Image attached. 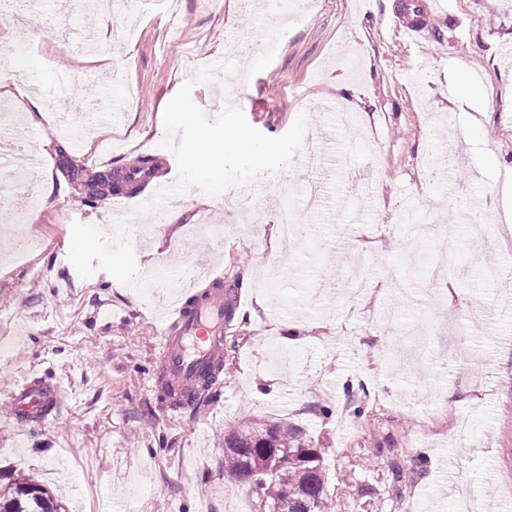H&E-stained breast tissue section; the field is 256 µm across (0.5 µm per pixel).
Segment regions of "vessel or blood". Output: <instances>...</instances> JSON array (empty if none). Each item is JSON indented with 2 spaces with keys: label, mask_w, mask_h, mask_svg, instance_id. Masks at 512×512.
I'll return each mask as SVG.
<instances>
[{
  "label": "vessel or blood",
  "mask_w": 512,
  "mask_h": 512,
  "mask_svg": "<svg viewBox=\"0 0 512 512\" xmlns=\"http://www.w3.org/2000/svg\"><path fill=\"white\" fill-rule=\"evenodd\" d=\"M407 4L398 5L393 27L413 40L428 27V0H417L415 18H407ZM224 291L207 288L190 295L172 311L157 345L154 387L176 409L219 385L224 364ZM64 389L43 377L24 379L10 393L14 417L24 423H45L60 405Z\"/></svg>",
  "instance_id": "1"
}]
</instances>
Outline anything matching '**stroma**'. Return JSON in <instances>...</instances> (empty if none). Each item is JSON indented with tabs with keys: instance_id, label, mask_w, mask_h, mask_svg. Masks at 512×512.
<instances>
[{
	"instance_id": "35a3bbf8",
	"label": "stroma",
	"mask_w": 512,
	"mask_h": 512,
	"mask_svg": "<svg viewBox=\"0 0 512 512\" xmlns=\"http://www.w3.org/2000/svg\"><path fill=\"white\" fill-rule=\"evenodd\" d=\"M277 53L250 41L273 14L258 0H116L113 10L43 0L32 41L24 0H0V43L47 111L18 142L40 161L32 210L0 169L17 223L0 231V482L30 475L66 512H261L224 476V433L262 418L301 428L321 448L335 512H452L455 486L475 512H512V282L491 278L512 250V0H446L418 41L397 36L394 0H312ZM134 28L109 57L74 56L112 26ZM74 72L56 91L60 70ZM463 70L469 101L454 107ZM355 105L358 131L321 103ZM248 131L252 145L224 142ZM218 149L195 155L203 139ZM65 147L87 174L157 158L128 199L82 203L58 165ZM172 190L185 217L142 198ZM250 199L223 240L190 234L215 221L228 192ZM429 200L428 238L389 222ZM292 200L302 233L272 238L273 211ZM467 209L483 221L472 242ZM444 236L455 255L446 296L412 284L409 260ZM202 266L233 289L221 384L193 408L167 410L152 387L168 303L134 286L147 267ZM371 291L357 293L355 270ZM297 327L296 365H277L282 325ZM60 382L64 404L21 426L9 393L26 373ZM365 412L353 416L347 389Z\"/></svg>"
}]
</instances>
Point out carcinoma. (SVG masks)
<instances>
[{
	"label": "carcinoma",
	"instance_id": "cac0c4a2",
	"mask_svg": "<svg viewBox=\"0 0 512 512\" xmlns=\"http://www.w3.org/2000/svg\"><path fill=\"white\" fill-rule=\"evenodd\" d=\"M158 161L151 155H141L129 166L108 172L114 185L140 187L136 174H155ZM62 170L69 182L85 187L83 203L94 207L102 199L98 189L100 175L84 177L83 169L66 158ZM268 448L276 454L266 455ZM271 468L265 475L261 490L265 496V512H280L284 495L292 496V512H307L311 503L316 512H331L335 507L327 490L321 449L315 448L303 430L284 422L253 420L224 434V470L236 479L249 472ZM0 512H65L48 489L28 477L18 478L0 488Z\"/></svg>",
	"mask_w": 512,
	"mask_h": 512
}]
</instances>
